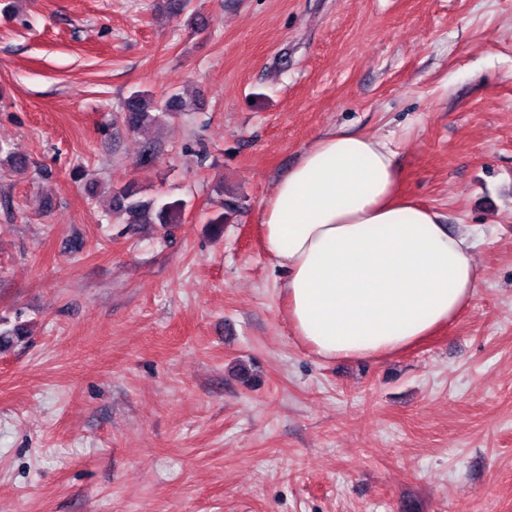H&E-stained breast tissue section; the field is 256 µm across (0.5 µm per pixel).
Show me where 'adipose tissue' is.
Here are the masks:
<instances>
[{
    "label": "adipose tissue",
    "instance_id": "obj_1",
    "mask_svg": "<svg viewBox=\"0 0 512 512\" xmlns=\"http://www.w3.org/2000/svg\"><path fill=\"white\" fill-rule=\"evenodd\" d=\"M394 157L382 139L328 132L261 212L288 320L322 359L399 353L453 321L482 279L472 233L398 195Z\"/></svg>",
    "mask_w": 512,
    "mask_h": 512
}]
</instances>
